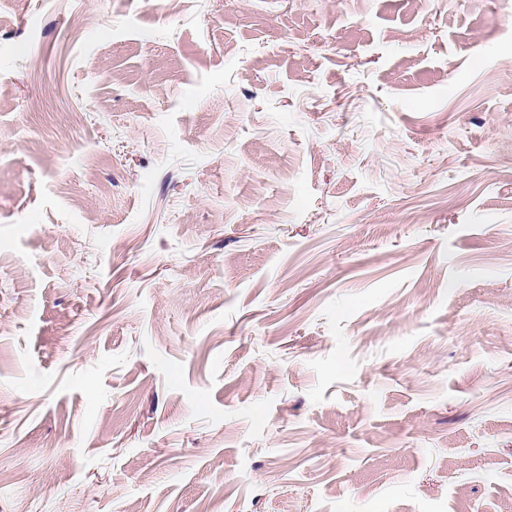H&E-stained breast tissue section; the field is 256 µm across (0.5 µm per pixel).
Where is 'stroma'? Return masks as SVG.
Wrapping results in <instances>:
<instances>
[{"instance_id":"obj_1","label":"stroma","mask_w":512,"mask_h":512,"mask_svg":"<svg viewBox=\"0 0 512 512\" xmlns=\"http://www.w3.org/2000/svg\"><path fill=\"white\" fill-rule=\"evenodd\" d=\"M0 512H512V0H0Z\"/></svg>"}]
</instances>
